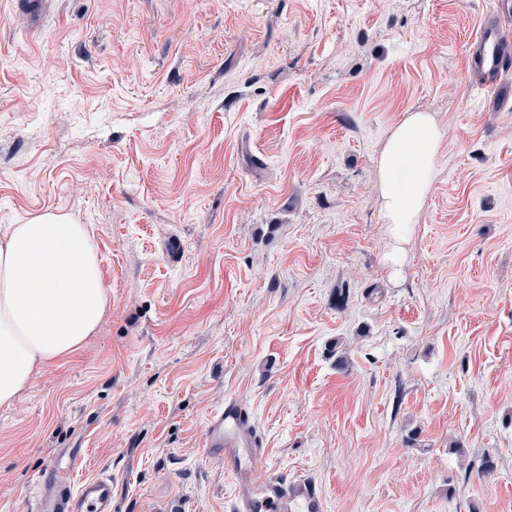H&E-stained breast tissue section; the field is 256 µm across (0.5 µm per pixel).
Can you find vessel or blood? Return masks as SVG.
<instances>
[{
	"mask_svg": "<svg viewBox=\"0 0 512 512\" xmlns=\"http://www.w3.org/2000/svg\"><path fill=\"white\" fill-rule=\"evenodd\" d=\"M468 67L473 86L488 105L512 106V0H496L468 42ZM204 454L223 463L238 488L232 512H325V496L314 478L270 474L254 481L264 462L263 441L251 411L229 398L206 421ZM34 512H112V479L97 475L71 485L45 470L36 480Z\"/></svg>",
	"mask_w": 512,
	"mask_h": 512,
	"instance_id": "vessel-or-blood-1",
	"label": "vessel or blood"
}]
</instances>
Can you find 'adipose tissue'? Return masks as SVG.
<instances>
[{"label": "adipose tissue", "instance_id": "ef3b65f1", "mask_svg": "<svg viewBox=\"0 0 512 512\" xmlns=\"http://www.w3.org/2000/svg\"><path fill=\"white\" fill-rule=\"evenodd\" d=\"M438 139L426 112L394 129L378 164L382 218L392 230L416 223ZM109 308L85 225L56 214L11 225L0 237V406L13 405L36 375L79 350Z\"/></svg>", "mask_w": 512, "mask_h": 512}]
</instances>
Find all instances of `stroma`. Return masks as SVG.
I'll list each match as a JSON object with an SVG mask.
<instances>
[{
    "instance_id": "stroma-1",
    "label": "stroma",
    "mask_w": 512,
    "mask_h": 512,
    "mask_svg": "<svg viewBox=\"0 0 512 512\" xmlns=\"http://www.w3.org/2000/svg\"><path fill=\"white\" fill-rule=\"evenodd\" d=\"M494 0H0V234L87 225L112 309L0 407V512L41 470L112 512H230L251 411L326 512H512V110L469 89ZM430 113L398 262L378 161ZM84 465L72 469L73 459Z\"/></svg>"
}]
</instances>
